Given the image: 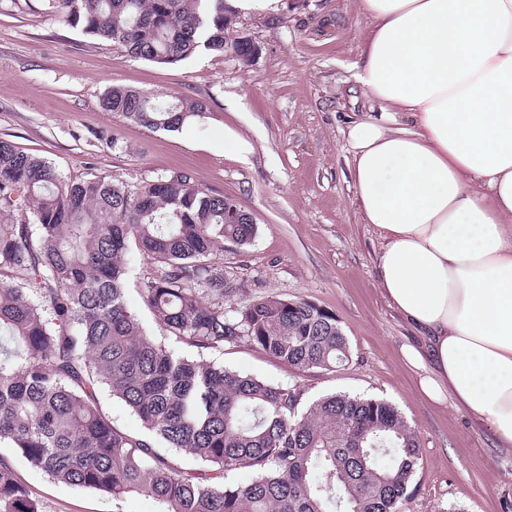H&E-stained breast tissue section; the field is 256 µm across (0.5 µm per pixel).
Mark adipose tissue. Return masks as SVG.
I'll return each instance as SVG.
<instances>
[{
  "mask_svg": "<svg viewBox=\"0 0 512 512\" xmlns=\"http://www.w3.org/2000/svg\"><path fill=\"white\" fill-rule=\"evenodd\" d=\"M347 132L380 285L421 336L401 349L431 401L512 445V0H356Z\"/></svg>",
  "mask_w": 512,
  "mask_h": 512,
  "instance_id": "obj_1",
  "label": "adipose tissue"
}]
</instances>
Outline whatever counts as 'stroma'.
Instances as JSON below:
<instances>
[{
  "label": "stroma",
  "instance_id": "obj_1",
  "mask_svg": "<svg viewBox=\"0 0 512 512\" xmlns=\"http://www.w3.org/2000/svg\"><path fill=\"white\" fill-rule=\"evenodd\" d=\"M369 29L355 0H274L236 18L233 36L257 48L250 62L202 50L160 65L95 44L45 0H0V138L71 178L93 172L135 185L184 172L234 198L257 234L243 248L225 243L213 262L245 297L275 294L333 312L350 358L332 371L300 370L242 341L225 344V367L297 389L306 403L347 393L394 404L420 445L399 512H512V447L421 393L400 353L417 333L383 296L380 240L353 203L346 133L378 109L355 68ZM115 85L201 101L208 113L182 130L155 132L103 109ZM242 141L251 147L243 159ZM127 261L128 305L158 335L139 292L153 262L134 247ZM0 454L11 456L3 446ZM11 458L43 512H158L152 499L118 504Z\"/></svg>",
  "mask_w": 512,
  "mask_h": 512
}]
</instances>
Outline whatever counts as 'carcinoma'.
I'll return each mask as SVG.
<instances>
[{
	"label": "carcinoma",
	"instance_id": "cac0c4a2",
	"mask_svg": "<svg viewBox=\"0 0 512 512\" xmlns=\"http://www.w3.org/2000/svg\"><path fill=\"white\" fill-rule=\"evenodd\" d=\"M67 25L156 64L202 49L247 63L229 0H46ZM102 107L153 131L201 119L200 101L113 86ZM28 205L30 217L9 216ZM235 199L184 172L141 186L63 177L0 139V444L51 481L160 512H397L419 462L417 434L387 401L336 393L301 407L297 390L211 359L245 341L300 370L349 360L336 316L240 289L210 256L255 237ZM154 260L142 299L188 357L150 336L126 303L129 243ZM107 392L144 433L114 424ZM361 438V448L350 445ZM249 469L246 484L231 479ZM0 512H42L0 456Z\"/></svg>",
	"mask_w": 512,
	"mask_h": 512
}]
</instances>
